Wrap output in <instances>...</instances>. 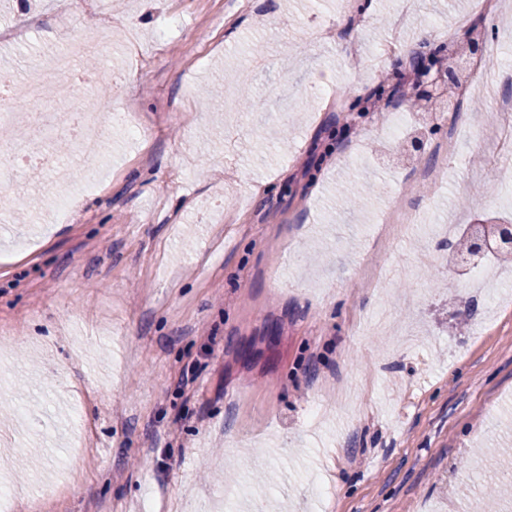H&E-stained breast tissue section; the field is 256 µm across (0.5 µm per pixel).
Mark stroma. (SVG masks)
Instances as JSON below:
<instances>
[{"instance_id":"1","label":"stroma","mask_w":512,"mask_h":512,"mask_svg":"<svg viewBox=\"0 0 512 512\" xmlns=\"http://www.w3.org/2000/svg\"><path fill=\"white\" fill-rule=\"evenodd\" d=\"M360 2L112 0L100 18L0 0V29L24 32L0 50L17 79L67 38L112 33L95 150L59 155L64 180L17 172L29 208L0 207L15 512H470L492 487L512 512V279L474 296L440 231L482 215L503 167L481 133L512 97V5L479 42L497 52L491 93L437 116L399 98L396 143L362 97L410 85L420 30L455 31L473 0H414L373 73L403 3ZM172 16L183 31L161 36ZM245 91L256 108L225 113ZM453 121L446 183H420L412 159ZM399 204L421 222L384 234Z\"/></svg>"}]
</instances>
